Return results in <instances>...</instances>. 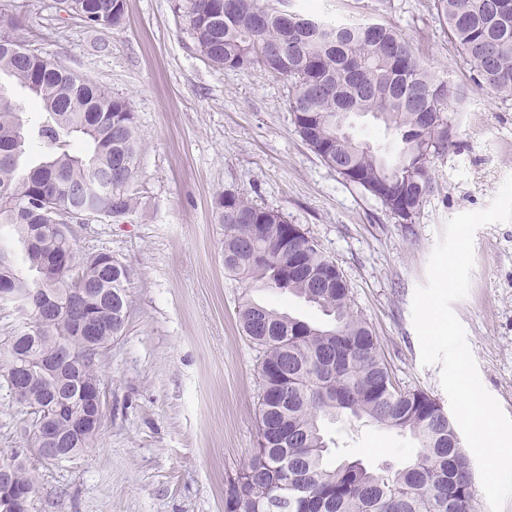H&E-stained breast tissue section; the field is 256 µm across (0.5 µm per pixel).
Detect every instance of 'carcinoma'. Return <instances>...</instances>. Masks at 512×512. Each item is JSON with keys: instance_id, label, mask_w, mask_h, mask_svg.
<instances>
[{"instance_id": "1", "label": "carcinoma", "mask_w": 512, "mask_h": 512, "mask_svg": "<svg viewBox=\"0 0 512 512\" xmlns=\"http://www.w3.org/2000/svg\"><path fill=\"white\" fill-rule=\"evenodd\" d=\"M500 2L434 0L448 39L470 65L469 87L436 73L383 23L330 22L292 9V0H189L188 21L212 66L259 67L291 80L289 108L307 146L345 180L369 193L380 189L385 208L412 224L435 188L432 159L453 146L449 102L462 105L471 88L512 100V0L505 11L495 9ZM71 9L89 28L117 27L125 0H71ZM16 29L0 12V78L28 92L17 100L0 83V224L11 228L10 240H0V278L15 289L23 313L22 325L0 342V375L9 383L13 364L28 365L30 392L17 402L50 417L62 388L101 385L99 356L125 326L129 266L81 254L71 224L85 214L118 219L134 209L128 185L139 139L128 99L34 49L14 50ZM274 46L281 53L272 60ZM342 108L379 121L398 141L396 153L358 141L346 121L337 124ZM216 217L224 226V271L331 318L317 326L250 298L238 303L242 331L263 350L258 435L266 445L229 484L225 512H471L473 486L454 422L425 392L397 387L341 269L311 237H289L280 212L239 194L218 195ZM47 296L105 325L103 337L92 343L77 320L53 316L43 306ZM364 418L410 434L415 458L398 468L330 460L322 421ZM59 432L73 459L98 442L96 433L75 436L67 421ZM12 459L16 486L37 485L35 469ZM279 495L295 507H268Z\"/></svg>"}]
</instances>
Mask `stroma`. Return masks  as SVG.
Wrapping results in <instances>:
<instances>
[{
	"label": "stroma",
	"instance_id": "1",
	"mask_svg": "<svg viewBox=\"0 0 512 512\" xmlns=\"http://www.w3.org/2000/svg\"><path fill=\"white\" fill-rule=\"evenodd\" d=\"M325 18L377 17L453 83L470 69L432 10V0H316ZM187 0H126L120 26L92 29L69 0H0L17 37L113 96L129 99L140 139L124 219L74 225L80 253L130 266V308L102 354L105 416L96 448L72 461H41L32 417L0 377V451L17 450L39 472L35 512H224L225 492L257 443L262 353L240 331L243 294L318 325L303 300L246 290L225 273L219 194L232 192L284 214L343 272L359 313L403 390L448 406L439 366H425L412 299L427 280L445 223L486 208L512 175V100L476 90L452 113L455 145L434 158L435 189L414 223L346 182L302 140L288 78L262 69L218 70L197 51ZM468 295L453 305L486 391L512 416V222L474 235ZM326 437L370 464L411 461L409 435L371 422H324Z\"/></svg>",
	"mask_w": 512,
	"mask_h": 512
}]
</instances>
